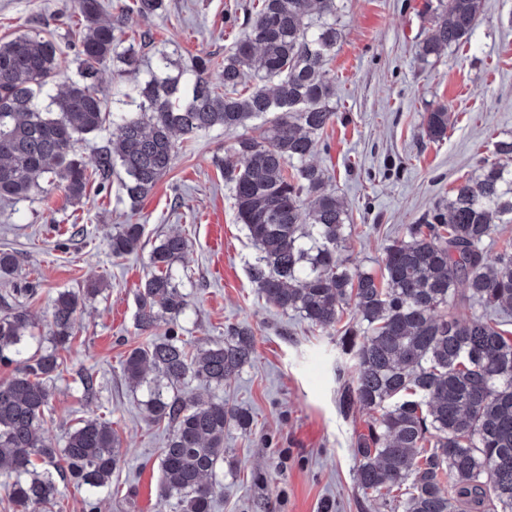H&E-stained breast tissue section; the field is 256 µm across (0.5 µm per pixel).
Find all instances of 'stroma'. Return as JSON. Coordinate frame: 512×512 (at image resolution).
<instances>
[{"label":"stroma","mask_w":512,"mask_h":512,"mask_svg":"<svg viewBox=\"0 0 512 512\" xmlns=\"http://www.w3.org/2000/svg\"><path fill=\"white\" fill-rule=\"evenodd\" d=\"M162 15H130L122 37L141 47L145 64L167 52L181 67L197 58L222 61L240 36L227 15H244L253 0H165ZM73 0H0V39L37 31L60 49L56 83L76 79L78 28ZM438 0H349L340 16L334 121L313 163L334 177L354 231L351 266L378 271L383 246L447 199L454 182L493 159L497 141L512 137V0H483L467 43L439 57L418 50L434 31ZM447 105L448 136L424 134L428 112ZM229 142L223 131L198 135L180 149L171 170L138 208L121 199L118 180L88 186L82 203L52 188L0 203V251L16 253L20 281L34 282L28 301L35 333L47 334L58 293L98 278L102 294L78 310L76 336L55 376L41 433L63 447L79 420L101 417L120 439L123 461L104 493L102 512H169L158 493L159 455L166 433L150 424L141 396L124 381L122 362L145 343L135 321L137 297L157 238L186 233L190 248L175 267L189 307L185 336L223 339L229 324L249 326L255 356L224 384V398L247 407L249 432L224 437L231 467L212 512H363L352 453L364 414L343 417L337 406L336 337L315 336L295 316L258 298L247 276L256 250L238 224L234 200L214 163ZM145 225L141 250L116 259L110 239L120 225ZM93 375V394L80 377Z\"/></svg>","instance_id":"obj_1"}]
</instances>
